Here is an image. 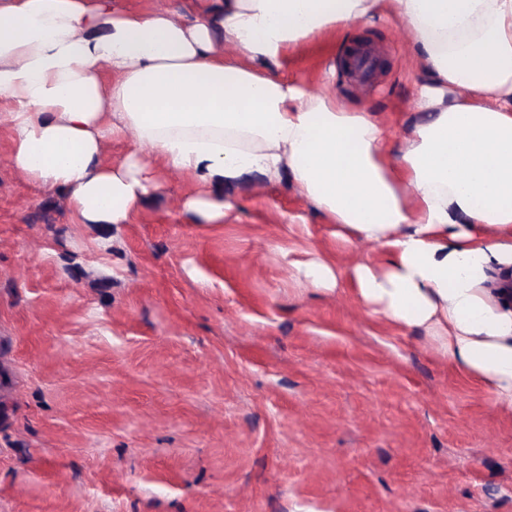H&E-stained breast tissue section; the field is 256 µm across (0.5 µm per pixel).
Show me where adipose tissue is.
Wrapping results in <instances>:
<instances>
[{
	"label": "adipose tissue",
	"instance_id": "1",
	"mask_svg": "<svg viewBox=\"0 0 512 512\" xmlns=\"http://www.w3.org/2000/svg\"><path fill=\"white\" fill-rule=\"evenodd\" d=\"M392 12L418 49L425 115L396 158L371 113L264 70ZM224 36L247 62L224 57ZM0 102L11 166L65 191L76 224L129 223L157 167L195 184L183 211L202 224L232 208L211 185L290 177L336 236L381 249L344 270L314 256L298 278L347 281L512 409V0H200L186 21L112 0H0Z\"/></svg>",
	"mask_w": 512,
	"mask_h": 512
}]
</instances>
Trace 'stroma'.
<instances>
[{"label":"stroma","mask_w":512,"mask_h":512,"mask_svg":"<svg viewBox=\"0 0 512 512\" xmlns=\"http://www.w3.org/2000/svg\"><path fill=\"white\" fill-rule=\"evenodd\" d=\"M372 80L340 72L356 45ZM393 150L418 121L401 17L322 32L275 68ZM0 124V512H512V411L415 329L368 313L346 243L290 179L217 192L220 224L182 211L167 172L129 224H76L64 192L9 164Z\"/></svg>","instance_id":"obj_1"}]
</instances>
